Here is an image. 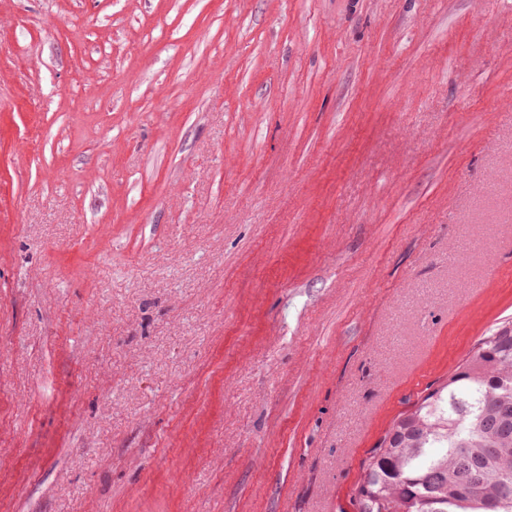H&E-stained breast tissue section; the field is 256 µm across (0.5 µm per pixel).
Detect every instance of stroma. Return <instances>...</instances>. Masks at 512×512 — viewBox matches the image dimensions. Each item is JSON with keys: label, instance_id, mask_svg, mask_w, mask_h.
<instances>
[{"label": "stroma", "instance_id": "stroma-1", "mask_svg": "<svg viewBox=\"0 0 512 512\" xmlns=\"http://www.w3.org/2000/svg\"><path fill=\"white\" fill-rule=\"evenodd\" d=\"M512 319V0H0V512H357Z\"/></svg>", "mask_w": 512, "mask_h": 512}]
</instances>
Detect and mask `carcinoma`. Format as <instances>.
<instances>
[{
	"label": "carcinoma",
	"mask_w": 512,
	"mask_h": 512,
	"mask_svg": "<svg viewBox=\"0 0 512 512\" xmlns=\"http://www.w3.org/2000/svg\"><path fill=\"white\" fill-rule=\"evenodd\" d=\"M499 453L482 485L460 478L459 458ZM512 483V323L482 337L435 388L400 414L370 452L358 512H487Z\"/></svg>",
	"instance_id": "cac0c4a2"
}]
</instances>
